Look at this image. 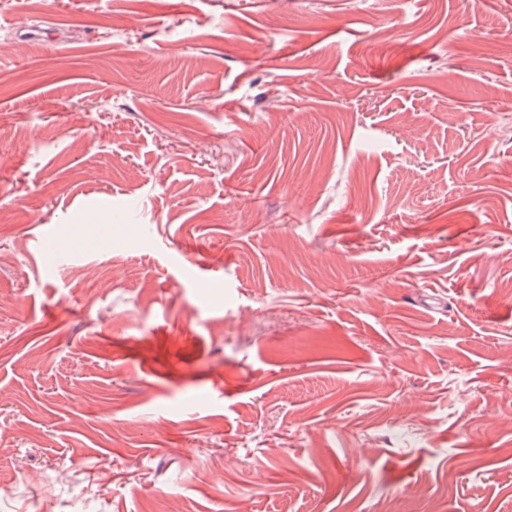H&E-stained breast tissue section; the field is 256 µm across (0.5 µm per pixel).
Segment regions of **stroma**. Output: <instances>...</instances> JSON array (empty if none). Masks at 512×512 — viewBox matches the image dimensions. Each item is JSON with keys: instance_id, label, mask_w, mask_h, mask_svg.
Segmentation results:
<instances>
[{"instance_id": "1", "label": "stroma", "mask_w": 512, "mask_h": 512, "mask_svg": "<svg viewBox=\"0 0 512 512\" xmlns=\"http://www.w3.org/2000/svg\"><path fill=\"white\" fill-rule=\"evenodd\" d=\"M506 113L512 0H0V512H512Z\"/></svg>"}]
</instances>
